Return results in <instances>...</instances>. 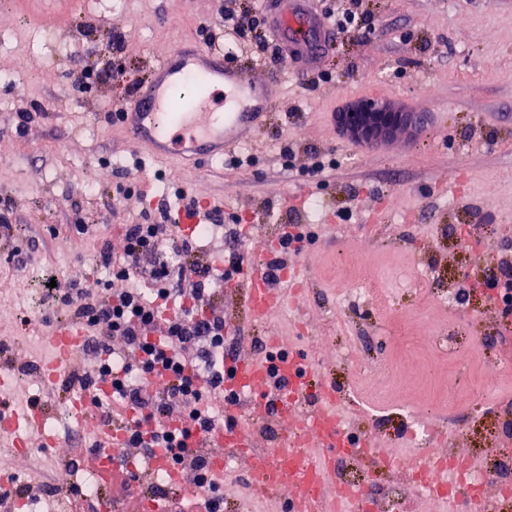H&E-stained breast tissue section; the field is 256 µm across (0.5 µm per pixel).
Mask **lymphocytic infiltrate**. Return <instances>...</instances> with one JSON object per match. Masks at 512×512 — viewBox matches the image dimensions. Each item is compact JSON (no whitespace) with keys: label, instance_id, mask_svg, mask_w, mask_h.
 Listing matches in <instances>:
<instances>
[{"label":"lymphocytic infiltrate","instance_id":"obj_1","mask_svg":"<svg viewBox=\"0 0 512 512\" xmlns=\"http://www.w3.org/2000/svg\"><path fill=\"white\" fill-rule=\"evenodd\" d=\"M270 25L268 12L258 7L224 12L225 39L252 48L268 49ZM123 232V252L117 255L109 245H101L99 262L119 269L121 277L157 282L155 299L146 301L136 287L98 298L87 286L64 292L58 301L82 321L97 371L110 378L113 395L137 410L128 430L129 447L144 455L165 448L174 463L192 461L198 483L210 490L205 512H223L207 460L187 454L189 440L213 428L207 398L224 385V317L213 301L209 273L191 274L186 267L171 266L169 254L188 256L193 241L175 233L166 206L158 207L151 222L124 225ZM146 257L151 260L147 266L142 263ZM114 339L136 356L134 365L118 372L107 360ZM176 413L187 419L183 428L159 426V419Z\"/></svg>","mask_w":512,"mask_h":512}]
</instances>
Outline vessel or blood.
<instances>
[{"mask_svg": "<svg viewBox=\"0 0 512 512\" xmlns=\"http://www.w3.org/2000/svg\"><path fill=\"white\" fill-rule=\"evenodd\" d=\"M277 35L284 42L306 44L330 40L325 21L303 5L304 0H275ZM203 80L202 91L186 98L181 111H173L177 87L189 78ZM281 94L278 81H258L239 67L229 64L223 52L205 48L193 40L182 41L149 70L146 81L136 84L123 109L125 127L131 140L154 157H175L181 168H196L202 160H223L241 142L254 136L267 123ZM245 295L255 318H268L282 304L263 267H256L245 282ZM86 337L73 321L62 324L49 338L51 356L41 363L39 374L49 385H57L71 367ZM233 383L237 390L256 387L270 389V401L280 416L300 414L301 420L282 434L280 452L269 456L252 450L253 439L221 429L195 437L193 447L211 449L212 471L223 472V451H245L250 470V486L263 496L273 484L291 489L292 512H327L324 496L334 484L335 450L344 444V426L336 415V386L315 378L316 362L298 364L282 358L277 366L254 358L234 363ZM90 395L72 399L75 419L89 428L98 426L99 417L90 408ZM44 420L41 407L33 406L19 417H0V431L25 430L17 439L20 448L30 447ZM125 445V428H103L94 452V473L102 488H109L118 474L119 450Z\"/></svg>", "mask_w": 512, "mask_h": 512, "instance_id": "1", "label": "vessel or blood"}]
</instances>
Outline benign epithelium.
I'll list each match as a JSON object with an SVG mask.
<instances>
[{
	"mask_svg": "<svg viewBox=\"0 0 512 512\" xmlns=\"http://www.w3.org/2000/svg\"><path fill=\"white\" fill-rule=\"evenodd\" d=\"M338 125L349 140L374 145L401 128L419 130L420 118L417 113L404 112L388 102L364 99L339 113Z\"/></svg>",
	"mask_w": 512,
	"mask_h": 512,
	"instance_id": "benign-epithelium-1",
	"label": "benign epithelium"
}]
</instances>
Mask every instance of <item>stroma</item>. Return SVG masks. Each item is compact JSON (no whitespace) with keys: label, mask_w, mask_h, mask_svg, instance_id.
<instances>
[{"label":"stroma","mask_w":512,"mask_h":512,"mask_svg":"<svg viewBox=\"0 0 512 512\" xmlns=\"http://www.w3.org/2000/svg\"><path fill=\"white\" fill-rule=\"evenodd\" d=\"M225 0H0V272L11 280L12 305L0 308V337L11 339L13 389L0 399L12 410L41 404L46 412L39 454L67 461L94 482L93 431L59 419L40 382L30 378L44 354L41 339L68 321L58 303L33 308L27 297L55 281H102L122 288L99 266L116 229L140 221L161 198L185 188L220 205L226 225L297 224L309 240L301 255L308 282L296 305L278 318L251 316L244 293L220 290L228 351L268 358L279 349L318 359L321 376L354 385L360 403L345 408L346 434L384 453L404 448L407 424L376 427L365 407L381 394L408 400L411 417L431 428L432 447L481 459L512 445V425L496 411L512 400V362L494 386L481 370L508 345L496 335L498 303L486 293L458 300L464 284L486 277L487 246L512 245V0H362L375 30H352L319 51L297 46L273 62L232 42L224 49L255 79L279 80L282 98L266 126L236 154L243 163L209 162L182 170L172 158H151L113 121L131 91L107 79L74 92L72 73L85 60L121 65L134 77L176 43L207 29L219 31ZM24 68V87L11 81ZM381 99L424 116L416 133L368 147L339 135L333 116L348 102ZM335 160L322 178L307 176L315 157ZM128 188L116 198L118 187ZM469 226L470 242L457 235ZM363 267L390 304L352 310L349 335L359 337L374 383L352 381L336 356L342 341L326 319L344 277ZM423 267L433 275L427 293L412 295L399 274ZM486 337L464 371L447 356L412 352L410 337L455 326ZM277 336L280 346L267 344ZM264 390L231 408L236 431L259 429L258 445L273 440L283 421L268 412ZM12 485L1 486L6 512H18L16 489L31 512H68L67 494L48 495L30 455L15 460Z\"/></svg>","instance_id":"obj_1"}]
</instances>
